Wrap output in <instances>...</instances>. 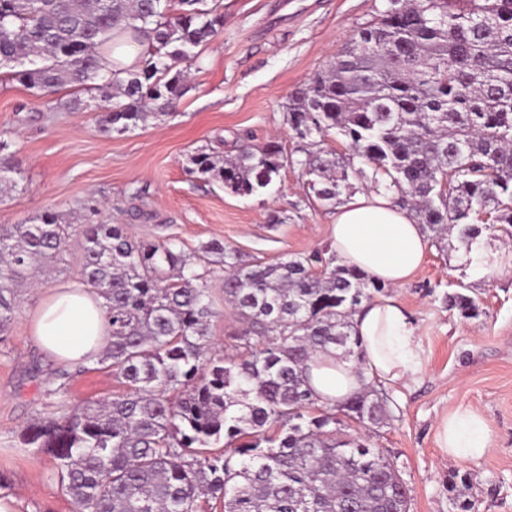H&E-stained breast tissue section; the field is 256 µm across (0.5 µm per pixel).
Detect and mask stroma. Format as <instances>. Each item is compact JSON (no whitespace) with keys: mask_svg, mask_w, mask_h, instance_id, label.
Returning <instances> with one entry per match:
<instances>
[{"mask_svg":"<svg viewBox=\"0 0 512 512\" xmlns=\"http://www.w3.org/2000/svg\"><path fill=\"white\" fill-rule=\"evenodd\" d=\"M381 0H222L224 22L187 72V90L173 114L148 117L124 133L104 132L105 112L95 90L37 91L0 80L1 154L15 168L0 185V225L32 222L43 212L63 223L126 225L135 238L166 227L188 255L211 240L247 259L275 263L325 252L333 210L309 195L299 166L289 164L262 196H237L197 177L187 157L199 149L222 155L241 143H279L298 154L299 139L285 122L292 94L323 71L349 37L371 22ZM283 221L271 223L272 214ZM203 283L214 301L210 335L217 356L240 351L243 324L224 304V268L205 266ZM81 239L72 236L54 266L18 287L14 318L0 342V496L21 512H76L52 479V458L22 442L38 420L124 391L120 379L93 361L69 366L65 387L50 391L58 363L31 338L29 321L55 288L80 283ZM461 291L480 306L464 318L446 296ZM418 327L422 370L385 384L392 401L388 424L365 431L387 451L410 488V512H454L451 473L465 475L472 512H512V260L484 269L466 265L454 248H430L423 266L400 288H385ZM474 407L485 416L489 454L474 462L445 458L437 444L443 415Z\"/></svg>","mask_w":512,"mask_h":512,"instance_id":"obj_1","label":"stroma"}]
</instances>
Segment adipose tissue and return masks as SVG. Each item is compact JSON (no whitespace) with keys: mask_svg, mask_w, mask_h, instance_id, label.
<instances>
[{"mask_svg":"<svg viewBox=\"0 0 512 512\" xmlns=\"http://www.w3.org/2000/svg\"><path fill=\"white\" fill-rule=\"evenodd\" d=\"M329 243L341 263L394 288L409 282L429 248L422 225L382 190L356 193L340 205L329 226ZM353 321L363 348L359 362L320 354L311 365L310 383L320 402L329 406L374 380L404 381L422 365L416 327L396 298L365 303ZM29 333L60 363L88 361L104 350L110 333L104 300L81 287L57 290L38 308ZM438 442L444 454L462 462L483 458L492 446L484 417L473 407L443 418Z\"/></svg>","mask_w":512,"mask_h":512,"instance_id":"1","label":"adipose tissue"}]
</instances>
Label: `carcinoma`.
<instances>
[{"label":"carcinoma","mask_w":512,"mask_h":512,"mask_svg":"<svg viewBox=\"0 0 512 512\" xmlns=\"http://www.w3.org/2000/svg\"><path fill=\"white\" fill-rule=\"evenodd\" d=\"M328 68L296 91L286 121L308 142L295 160L310 196L333 209L353 181L395 195L442 248H479L483 226L512 233V0H383ZM206 0H0V69L40 91L96 89L107 130L165 116L184 94L195 49L221 16ZM126 37L130 67L101 71L98 54ZM343 139L351 154L320 142ZM190 171L239 196L267 190L289 163L276 142L236 154L198 150ZM71 225L53 211L0 229V335L14 285L33 262L64 250ZM82 285L106 300L110 337L97 363L126 392L29 425L24 444L55 460L54 477L78 512H409L393 460L341 432L387 423V394L370 384L340 405L318 402L308 363L338 349L359 358L352 316L384 285L336 263L294 255L248 261L212 240L189 257L172 236L135 239L123 224L81 226ZM220 258L224 302L243 320L244 353L210 354L216 311L195 270ZM322 271L314 272V264ZM448 308L479 315L470 296Z\"/></svg>","instance_id":"carcinoma-1"}]
</instances>
